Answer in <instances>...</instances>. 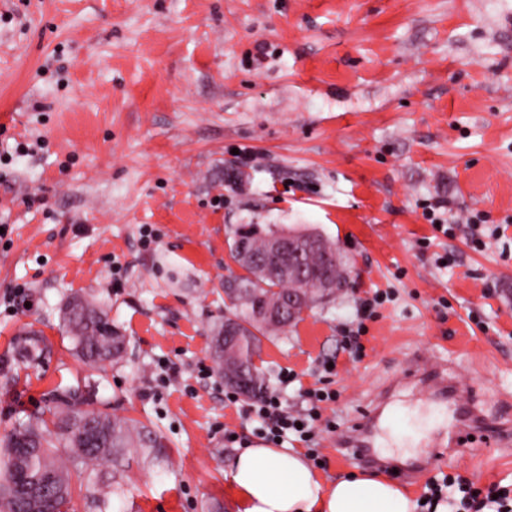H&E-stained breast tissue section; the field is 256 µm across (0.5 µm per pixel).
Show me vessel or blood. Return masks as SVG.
I'll return each mask as SVG.
<instances>
[{
	"label": "vessel or blood",
	"mask_w": 512,
	"mask_h": 512,
	"mask_svg": "<svg viewBox=\"0 0 512 512\" xmlns=\"http://www.w3.org/2000/svg\"><path fill=\"white\" fill-rule=\"evenodd\" d=\"M422 385L430 389L433 403L448 408L450 430L440 445L447 448L449 455L465 454L475 443L487 438L502 445L512 444V426L492 421L483 415L472 386L456 381L455 369L450 362L418 359L407 372L392 377L384 384L373 399L372 410L363 419L336 435V447L341 450L360 449L364 463L397 469L409 479L416 477L420 471L434 468L440 461L434 453L427 454L416 465L407 466L396 458L380 455L373 450L374 436L395 415L392 404L396 395L401 390H414Z\"/></svg>",
	"instance_id": "obj_1"
}]
</instances>
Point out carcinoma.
Listing matches in <instances>:
<instances>
[{
  "instance_id": "1",
  "label": "carcinoma",
  "mask_w": 512,
  "mask_h": 512,
  "mask_svg": "<svg viewBox=\"0 0 512 512\" xmlns=\"http://www.w3.org/2000/svg\"><path fill=\"white\" fill-rule=\"evenodd\" d=\"M275 233L260 224H242L232 236L230 250L236 257L241 252L260 256L266 253L270 237ZM318 246L303 257L306 272L317 277L324 273L346 279L347 264L336 243L316 234ZM232 316L242 321L243 359H237L234 347L224 344V324L211 336L210 356L219 373H242L250 383V397L263 390L266 375L252 358L261 345V338L288 326V323L259 319L255 307L277 309L287 304L293 282L279 277L254 278L252 272L232 279ZM64 327L71 337L77 355L90 363H117L124 353L125 340L118 327L96 302L84 295L71 297L62 309ZM43 338L29 332L17 339L16 349L22 357H31L41 350ZM93 389L76 386L59 387L50 394L47 412L28 416L14 428L4 443L3 464L0 465V512H75L71 471L59 466L55 448H68L73 453L76 469L88 471L85 499L98 512H105L112 496V486H99L95 467L102 460L116 459L128 448H154L157 440L144 442L145 427L89 408Z\"/></svg>"
}]
</instances>
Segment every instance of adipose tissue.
I'll list each match as a JSON object with an SVG mask.
<instances>
[{"label": "adipose tissue", "instance_id": "adipose-tissue-1", "mask_svg": "<svg viewBox=\"0 0 512 512\" xmlns=\"http://www.w3.org/2000/svg\"><path fill=\"white\" fill-rule=\"evenodd\" d=\"M229 479L236 512H415L413 498L386 478L346 474L324 483L301 455L283 448L240 449Z\"/></svg>", "mask_w": 512, "mask_h": 512}]
</instances>
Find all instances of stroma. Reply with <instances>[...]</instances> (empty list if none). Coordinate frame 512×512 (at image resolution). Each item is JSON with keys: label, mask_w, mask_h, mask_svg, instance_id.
Here are the masks:
<instances>
[{"label": "stroma", "mask_w": 512, "mask_h": 512, "mask_svg": "<svg viewBox=\"0 0 512 512\" xmlns=\"http://www.w3.org/2000/svg\"><path fill=\"white\" fill-rule=\"evenodd\" d=\"M469 219L505 239L475 247ZM242 224L316 230L349 263V288L255 358L288 409L332 360L340 397L322 418L349 424L422 355L454 361L512 421V0H0V441L47 391L86 381L94 408L161 441L153 461L97 466L108 512H234L228 472L259 423L225 397L209 346ZM379 289L397 299L352 361L343 338ZM75 295L126 337L120 364L75 355L60 313ZM30 330L46 339L32 360L15 352ZM426 400H397L383 454L423 455L393 436ZM455 472L510 487L512 446L403 488L417 500Z\"/></svg>", "instance_id": "stroma-1"}]
</instances>
